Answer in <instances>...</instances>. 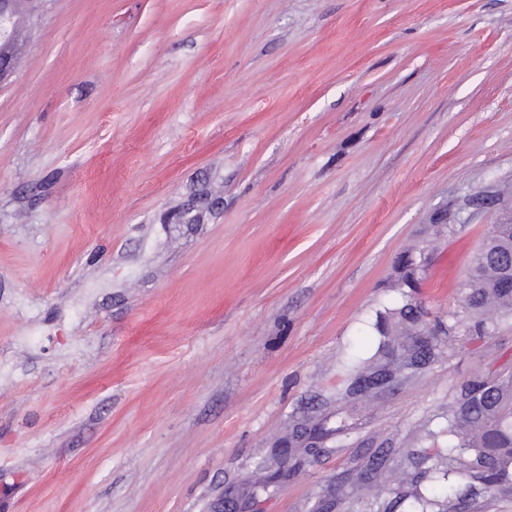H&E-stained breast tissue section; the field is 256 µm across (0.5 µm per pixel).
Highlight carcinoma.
<instances>
[{
    "instance_id": "carcinoma-1",
    "label": "carcinoma",
    "mask_w": 512,
    "mask_h": 512,
    "mask_svg": "<svg viewBox=\"0 0 512 512\" xmlns=\"http://www.w3.org/2000/svg\"><path fill=\"white\" fill-rule=\"evenodd\" d=\"M512 255V224H491L484 243L472 257L461 283L467 310L495 319H512V288H495L496 279L507 274ZM408 303L397 301L376 316L372 329L379 336L374 354L351 357L348 376L357 385L387 370L393 360L390 349L412 339ZM469 476L487 491L512 486V376L474 378L464 385L459 402L448 405V470L444 473L446 497L457 494L456 481Z\"/></svg>"
}]
</instances>
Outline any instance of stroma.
Segmentation results:
<instances>
[{"instance_id":"1","label":"stroma","mask_w":512,"mask_h":512,"mask_svg":"<svg viewBox=\"0 0 512 512\" xmlns=\"http://www.w3.org/2000/svg\"><path fill=\"white\" fill-rule=\"evenodd\" d=\"M511 188L512 0H46L0 81V512H416L512 373L455 303ZM437 224L402 294L460 336L348 393Z\"/></svg>"}]
</instances>
